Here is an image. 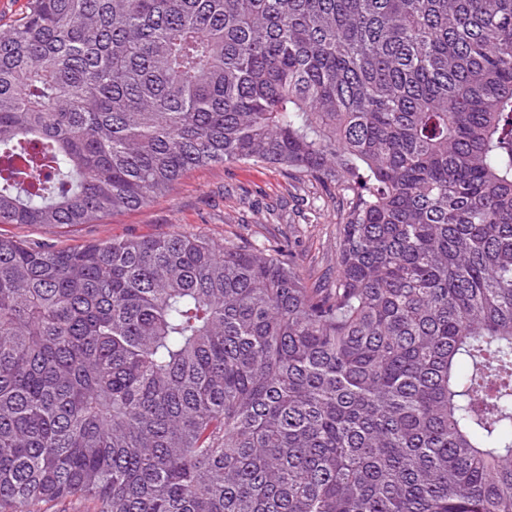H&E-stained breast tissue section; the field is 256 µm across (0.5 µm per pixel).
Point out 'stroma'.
<instances>
[{
  "instance_id": "1",
  "label": "stroma",
  "mask_w": 512,
  "mask_h": 512,
  "mask_svg": "<svg viewBox=\"0 0 512 512\" xmlns=\"http://www.w3.org/2000/svg\"><path fill=\"white\" fill-rule=\"evenodd\" d=\"M318 202L321 215L308 224L303 213ZM339 205L318 185H300L273 165L226 164L202 167L185 175L162 198L95 224L69 229L0 225V236L61 247L89 241L141 238L175 232L198 234L215 242L274 243L296 233L301 271L318 281L336 267Z\"/></svg>"
}]
</instances>
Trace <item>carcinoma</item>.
Listing matches in <instances>:
<instances>
[{"mask_svg": "<svg viewBox=\"0 0 512 512\" xmlns=\"http://www.w3.org/2000/svg\"><path fill=\"white\" fill-rule=\"evenodd\" d=\"M336 189L293 241L0 237V512H512V0H31L0 224L190 170Z\"/></svg>", "mask_w": 512, "mask_h": 512, "instance_id": "cac0c4a2", "label": "carcinoma"}]
</instances>
